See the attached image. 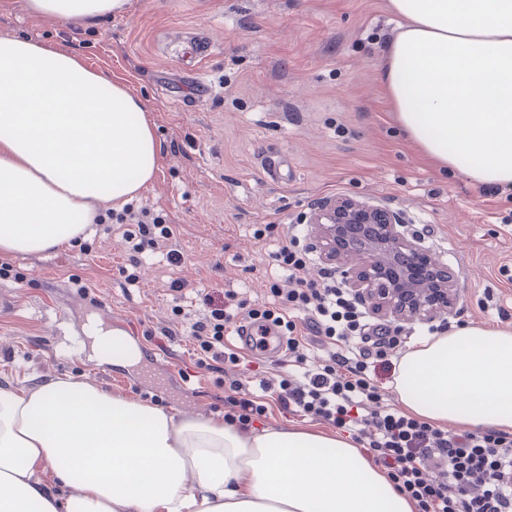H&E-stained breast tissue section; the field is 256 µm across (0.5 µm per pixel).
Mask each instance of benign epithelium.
I'll return each instance as SVG.
<instances>
[{"label":"benign epithelium","mask_w":512,"mask_h":512,"mask_svg":"<svg viewBox=\"0 0 512 512\" xmlns=\"http://www.w3.org/2000/svg\"><path fill=\"white\" fill-rule=\"evenodd\" d=\"M314 228L310 248L340 273L344 285L378 318L431 323L453 312L458 281L448 266L424 255L402 216L355 197L319 201L305 216ZM426 256L423 276L414 261Z\"/></svg>","instance_id":"benign-epithelium-1"}]
</instances>
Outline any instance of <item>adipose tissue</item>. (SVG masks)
Wrapping results in <instances>:
<instances>
[{
  "instance_id": "ef3b65f1",
  "label": "adipose tissue",
  "mask_w": 512,
  "mask_h": 512,
  "mask_svg": "<svg viewBox=\"0 0 512 512\" xmlns=\"http://www.w3.org/2000/svg\"><path fill=\"white\" fill-rule=\"evenodd\" d=\"M128 0H27L93 24ZM402 18L380 79L406 138L470 181L512 189V0H390ZM160 143L143 103L80 56L0 36V252L78 238L95 202L122 208L153 181ZM102 364L136 343L90 329ZM405 410L433 425L512 432V331L462 324L416 340L394 372ZM62 486L49 490L48 481ZM0 512H415L341 436L243 432L55 377L0 383Z\"/></svg>"
}]
</instances>
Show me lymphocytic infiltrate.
<instances>
[{
	"label": "lymphocytic infiltrate",
	"instance_id": "obj_1",
	"mask_svg": "<svg viewBox=\"0 0 512 512\" xmlns=\"http://www.w3.org/2000/svg\"><path fill=\"white\" fill-rule=\"evenodd\" d=\"M136 219V253L172 246L174 233L148 209L125 207ZM286 268L294 286L273 289L277 306L255 305L247 315L281 324L288 351L303 365L302 378L281 379L282 406L300 416L356 432L358 441L375 463L383 466L396 487L413 500L418 512H512V434L495 430L449 434L420 418L391 408H380L378 373L390 370L388 351L396 343L388 327H369L364 313L343 289L306 280L310 261L306 250L285 242L274 255ZM207 310L189 326V335L201 361L238 364L236 353L224 350V329L234 321L233 295L202 298ZM304 313L303 323L292 312ZM323 336L335 350L328 361L306 368L300 351L298 327ZM439 470L431 479L427 470Z\"/></svg>",
	"mask_w": 512,
	"mask_h": 512
}]
</instances>
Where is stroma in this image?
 <instances>
[{"label":"stroma","mask_w":512,"mask_h":512,"mask_svg":"<svg viewBox=\"0 0 512 512\" xmlns=\"http://www.w3.org/2000/svg\"><path fill=\"white\" fill-rule=\"evenodd\" d=\"M26 3L0 0V34L79 53L148 109L162 154L133 204L171 225L180 259L130 257L126 238L138 227L116 223L105 199L85 238L12 257L22 277L0 276V381L87 376L178 416L224 415L229 391L199 363L184 321L203 313V293L251 306L272 303L271 285L291 288L272 255L292 235L308 246L302 217L330 196L402 213L458 277L446 321L392 324L395 356L447 325L512 329V190L443 172L402 137L379 76L401 23L388 0H129L124 14L94 24L54 23ZM192 76L205 96L190 95ZM91 323L123 330L140 365L90 361ZM261 402L254 428L332 431L283 410L276 394Z\"/></svg>","instance_id":"1"}]
</instances>
